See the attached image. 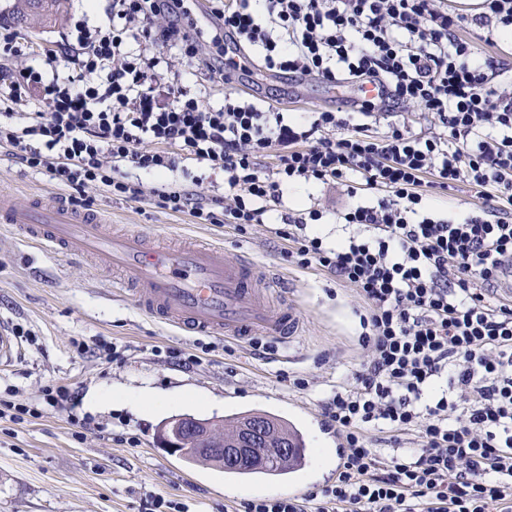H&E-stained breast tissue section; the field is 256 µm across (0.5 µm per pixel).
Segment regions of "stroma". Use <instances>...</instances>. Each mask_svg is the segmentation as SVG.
I'll return each mask as SVG.
<instances>
[{"instance_id":"35a3bbf8","label":"stroma","mask_w":512,"mask_h":512,"mask_svg":"<svg viewBox=\"0 0 512 512\" xmlns=\"http://www.w3.org/2000/svg\"><path fill=\"white\" fill-rule=\"evenodd\" d=\"M112 0H68L63 21L50 29L30 23L15 26L21 43L60 49L76 22L106 27L112 23ZM171 69L193 93H202L210 108L224 104V89L209 81L201 61L176 59ZM252 85L242 97L277 99L282 111L294 114L336 108L326 84L308 81L302 100L287 98L292 80L285 74L247 72ZM19 201L55 192L48 173L15 163L0 152V189ZM94 210L107 218L111 231L142 230L166 246L188 241L220 242L227 259L248 254L288 276L302 330L290 347H278L261 358L250 344L234 343L225 355L224 337H214V352L192 370L172 364L166 348L191 352L195 339L143 315L131 299L112 288L114 272L99 260L62 257L27 243L7 224H0V320L22 324L36 336L20 342L13 362L0 368V396L15 392L17 400L38 404L52 382L72 385L80 399L74 406L46 408L42 417L0 421V512H141L146 496L161 495L183 503L188 512H228L240 499L284 495L289 481L303 487L323 485L336 474L335 434L324 433L316 406L330 385L345 378L366 354L359 343V315L364 303L349 286L330 273L289 264L286 240L275 233L280 215L238 234L230 224H197L186 213L159 207L153 196L126 202L96 189H86ZM290 207H324L328 213L350 203L341 186L297 185L284 194ZM116 347L119 361L106 363L94 349ZM302 377L310 388L299 391L279 381V374ZM124 388L163 391L168 405L135 410L85 403L95 391ZM247 410L275 414L300 430L312 454L293 479L238 481L223 472L185 462L158 448L156 426L166 418L191 414L221 419ZM87 424L83 440L73 436L75 422ZM137 446L127 442L129 435Z\"/></svg>"}]
</instances>
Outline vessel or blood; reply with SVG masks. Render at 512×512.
I'll list each match as a JSON object with an SVG mask.
<instances>
[{
	"mask_svg": "<svg viewBox=\"0 0 512 512\" xmlns=\"http://www.w3.org/2000/svg\"><path fill=\"white\" fill-rule=\"evenodd\" d=\"M0 224L55 254L106 259L145 315L183 335H224L242 343L269 336L288 343L299 331L294 310H270V299L288 297L283 277L246 256L228 261L222 244L162 247L145 232L115 234L102 213L74 208L63 198L37 196L20 205L0 193Z\"/></svg>",
	"mask_w": 512,
	"mask_h": 512,
	"instance_id": "b4317fda",
	"label": "vessel or blood"
}]
</instances>
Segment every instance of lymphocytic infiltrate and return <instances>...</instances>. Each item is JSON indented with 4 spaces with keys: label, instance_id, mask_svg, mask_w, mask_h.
Masks as SVG:
<instances>
[{
    "label": "lymphocytic infiltrate",
    "instance_id": "obj_1",
    "mask_svg": "<svg viewBox=\"0 0 512 512\" xmlns=\"http://www.w3.org/2000/svg\"><path fill=\"white\" fill-rule=\"evenodd\" d=\"M218 17L208 33L184 0H112L111 26H78L68 54L46 52L47 66L73 74L0 67V105L19 108L15 123H0V148L58 185L129 202L149 193L195 223L242 234L282 211L289 262L325 269L363 300L368 358L318 402L339 440L335 479L244 498L233 512H512V304L492 293L512 263V89L501 82L512 58L482 49L512 33V0H480L472 15L447 0H264L259 11L224 0ZM471 26L475 39L462 38ZM134 29L187 59L212 36L223 48L206 67L221 84L258 46L266 70L374 83L386 95L290 117L228 90L210 109L163 81L160 58L126 51ZM34 95L42 111H23ZM409 106L430 131L372 132ZM272 151L267 171L260 161ZM188 160L223 172L230 204L168 182ZM132 169L157 183L144 188ZM310 183L380 192L336 213L367 236L332 247L306 234L322 211H285L283 189ZM462 187L484 206L456 220L426 209L429 196ZM76 399L67 384L43 389V406ZM43 406L0 399V420L36 418Z\"/></svg>",
    "mask_w": 512,
    "mask_h": 512
}]
</instances>
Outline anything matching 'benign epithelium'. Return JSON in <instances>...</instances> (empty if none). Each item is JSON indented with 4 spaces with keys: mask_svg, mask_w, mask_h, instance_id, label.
I'll list each match as a JSON object with an SVG mask.
<instances>
[{
    "mask_svg": "<svg viewBox=\"0 0 512 512\" xmlns=\"http://www.w3.org/2000/svg\"><path fill=\"white\" fill-rule=\"evenodd\" d=\"M157 446L171 455L195 463L237 466L241 463L262 465L277 455L293 453L285 443L273 444L272 426L250 418L241 422L233 438L224 442V424L214 418L175 416L165 421L156 432Z\"/></svg>",
    "mask_w": 512,
    "mask_h": 512,
    "instance_id": "obj_1",
    "label": "benign epithelium"
}]
</instances>
